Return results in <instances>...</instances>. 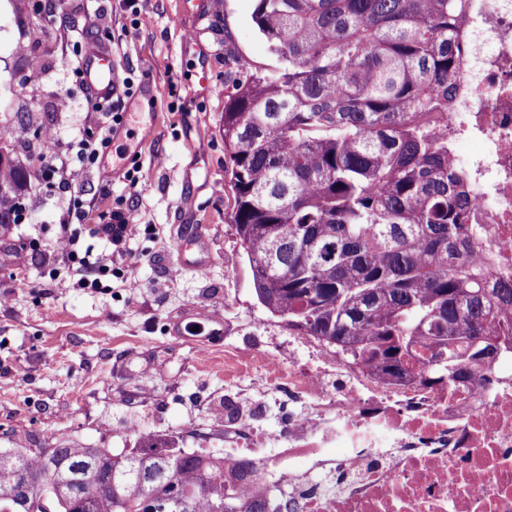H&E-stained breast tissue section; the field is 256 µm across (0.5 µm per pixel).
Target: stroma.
Returning a JSON list of instances; mask_svg holds the SVG:
<instances>
[{
    "instance_id": "stroma-1",
    "label": "stroma",
    "mask_w": 512,
    "mask_h": 512,
    "mask_svg": "<svg viewBox=\"0 0 512 512\" xmlns=\"http://www.w3.org/2000/svg\"><path fill=\"white\" fill-rule=\"evenodd\" d=\"M0 0V123L16 130V149L32 169L21 217L0 242V448L72 440L118 453L138 431L180 448H204L225 425L253 421L280 434L276 388L264 355L273 350L308 359L294 331L258 302L231 223L232 192L219 132L224 97L201 95L199 80L223 83L250 66H272L252 12L256 0H224V9L191 23L179 0H140L148 25H131L118 0ZM111 46L121 75L140 85L127 99L122 147L139 152V185L101 177L112 167L69 164L66 176L97 211L132 195L135 223L152 236L116 241L98 231L95 245L119 268L104 288L77 287L55 275V249L66 200L55 183L36 176L37 140L21 127L45 126L68 154L79 132L101 114L76 80L79 46ZM43 74L26 81L32 60ZM207 248L197 252L194 237ZM204 268L185 269L183 259ZM135 279L137 288L125 286ZM219 315V338L174 324L189 309Z\"/></svg>"
}]
</instances>
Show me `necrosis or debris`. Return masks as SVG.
I'll return each instance as SVG.
<instances>
[{"label": "necrosis or debris", "mask_w": 512, "mask_h": 512, "mask_svg": "<svg viewBox=\"0 0 512 512\" xmlns=\"http://www.w3.org/2000/svg\"><path fill=\"white\" fill-rule=\"evenodd\" d=\"M462 44V102L448 115V148L486 227L491 279H512V0H474ZM479 148L477 162L458 155ZM310 364L267 356L287 381L276 448L249 423L226 427L225 463L250 458L271 512H512V368L466 394L393 387L325 348ZM342 371L346 390L325 385Z\"/></svg>", "instance_id": "obj_1"}]
</instances>
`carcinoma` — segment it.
Segmentation results:
<instances>
[{"label": "carcinoma", "mask_w": 512, "mask_h": 512, "mask_svg": "<svg viewBox=\"0 0 512 512\" xmlns=\"http://www.w3.org/2000/svg\"><path fill=\"white\" fill-rule=\"evenodd\" d=\"M471 0H257L278 66L224 84V171L259 303L390 386L461 392L512 363V280L474 255L465 175L449 172L458 33ZM31 173L0 136V237ZM63 441L0 448V512H266L224 460Z\"/></svg>", "instance_id": "obj_1"}]
</instances>
